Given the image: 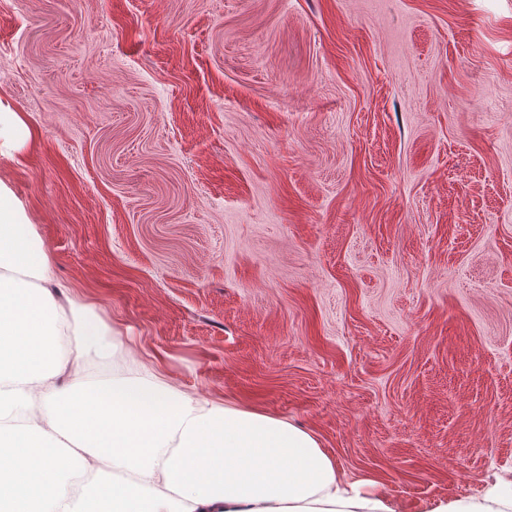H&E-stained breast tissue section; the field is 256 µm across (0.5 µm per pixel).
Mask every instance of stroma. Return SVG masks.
Returning <instances> with one entry per match:
<instances>
[{
    "instance_id": "obj_1",
    "label": "stroma",
    "mask_w": 512,
    "mask_h": 512,
    "mask_svg": "<svg viewBox=\"0 0 512 512\" xmlns=\"http://www.w3.org/2000/svg\"><path fill=\"white\" fill-rule=\"evenodd\" d=\"M0 112L89 380L292 422L395 512L512 482V0H0ZM23 136H29V128L18 112H0V154L12 156L23 145Z\"/></svg>"
}]
</instances>
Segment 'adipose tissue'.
I'll return each mask as SVG.
<instances>
[{"label":"adipose tissue","instance_id":"adipose-tissue-1","mask_svg":"<svg viewBox=\"0 0 512 512\" xmlns=\"http://www.w3.org/2000/svg\"><path fill=\"white\" fill-rule=\"evenodd\" d=\"M52 257L0 182V512H393L305 429L159 379L88 382L111 353L93 306L62 310ZM78 336L64 343L66 330ZM512 484L430 512H503Z\"/></svg>","mask_w":512,"mask_h":512}]
</instances>
